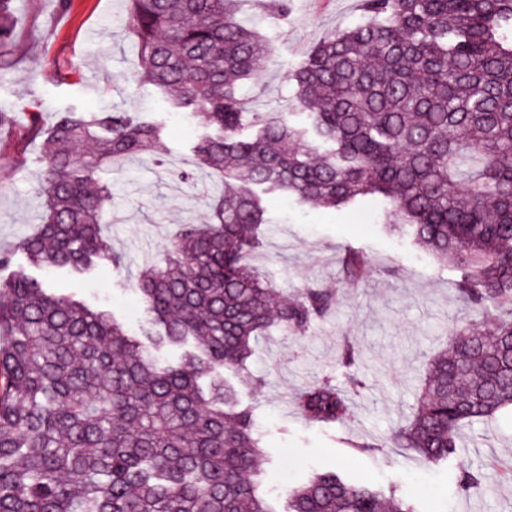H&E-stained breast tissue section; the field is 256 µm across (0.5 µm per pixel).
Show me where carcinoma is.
Listing matches in <instances>:
<instances>
[{
  "instance_id": "obj_1",
  "label": "carcinoma",
  "mask_w": 512,
  "mask_h": 512,
  "mask_svg": "<svg viewBox=\"0 0 512 512\" xmlns=\"http://www.w3.org/2000/svg\"><path fill=\"white\" fill-rule=\"evenodd\" d=\"M138 81L211 132L195 146L222 183L213 221L182 224L137 279L151 316L139 339L115 317L25 273L0 280V512H277L256 470L261 436L218 369L241 371L270 328L302 336L335 304L307 288L275 300L251 264L264 210L253 187L294 202L386 204L401 234L461 272L474 319L426 365L412 413L387 438L440 463L462 431L512 408V0H366L356 27L326 34L293 73L306 124L248 112L240 85L260 66L238 0H126ZM16 0H0V45ZM161 122L128 112H60L45 138L44 211L17 243L36 266L121 264L105 236L104 169L156 152ZM346 280L370 277L341 257ZM156 350L182 346L174 361ZM336 379L302 390L297 409L333 425L363 387L343 342ZM288 512H419L331 471L288 491Z\"/></svg>"
}]
</instances>
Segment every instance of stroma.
Returning <instances> with one entry per match:
<instances>
[{"mask_svg": "<svg viewBox=\"0 0 512 512\" xmlns=\"http://www.w3.org/2000/svg\"><path fill=\"white\" fill-rule=\"evenodd\" d=\"M237 8L269 49L268 63L240 96L248 111L267 114L293 111L292 73L304 56L328 32L364 18L362 0H294L291 12L280 17L260 0H239ZM14 25V43L0 50V109L13 118L11 126L0 127V249L12 254L0 279L27 273L139 332L147 324L134 290L140 270L180 225L210 219L206 195L221 177L194 152L206 128L185 110L170 108L155 87L135 83L138 54L124 0H70L64 11L56 0H18ZM72 109L164 122L166 159L133 157L102 174L112 191L106 233L120 265L99 260L77 272L48 271L14 248L35 231L43 210V142L24 140L21 129L31 117L48 126L57 113ZM262 199L269 224L254 266L284 295L315 286L336 297L332 315L314 322L305 336L271 330L257 344L245 376L224 374L263 434L260 465L278 512H287L289 486L327 468L377 489H399L418 499L422 512H512L511 413L467 428L456 456L439 464L406 448L378 445L410 414L428 359L469 321L457 298L456 266L437 263L408 239L383 232L381 206L372 198L353 210L301 206L277 192ZM350 248L372 268L358 288L347 285L337 262ZM343 339L360 355L365 386L343 423H310L289 402L335 375ZM467 472L480 478L470 493L459 486Z\"/></svg>", "mask_w": 512, "mask_h": 512, "instance_id": "obj_1", "label": "stroma"}]
</instances>
